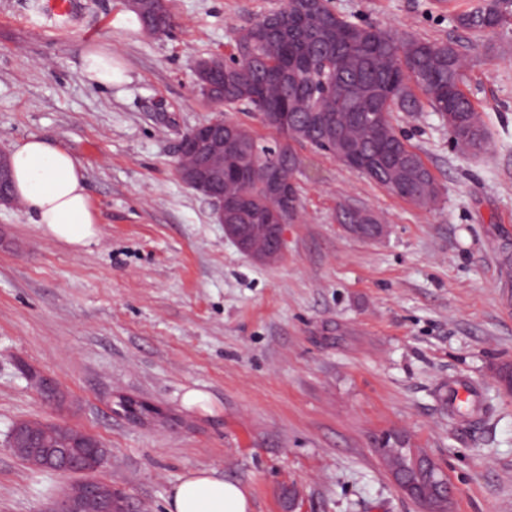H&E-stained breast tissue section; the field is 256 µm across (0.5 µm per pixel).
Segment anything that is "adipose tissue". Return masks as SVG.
<instances>
[{
    "mask_svg": "<svg viewBox=\"0 0 512 512\" xmlns=\"http://www.w3.org/2000/svg\"><path fill=\"white\" fill-rule=\"evenodd\" d=\"M81 76L89 85L109 87L125 81V70L110 47L93 49L82 59ZM11 160L15 192L48 237L72 248L97 236L82 163L58 142L31 136L14 144ZM245 489L214 471L186 472L173 484L165 512H250Z\"/></svg>",
    "mask_w": 512,
    "mask_h": 512,
    "instance_id": "obj_1",
    "label": "adipose tissue"
}]
</instances>
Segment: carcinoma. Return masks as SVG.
Here are the masks:
<instances>
[{"label": "carcinoma", "instance_id": "cac0c4a2", "mask_svg": "<svg viewBox=\"0 0 512 512\" xmlns=\"http://www.w3.org/2000/svg\"><path fill=\"white\" fill-rule=\"evenodd\" d=\"M306 0H288V13L279 30L266 39L264 14L236 29L234 59L213 75L224 86V111L257 112L270 107L291 114L290 138L340 158L347 144L358 146L364 163L356 170L376 184L419 207L438 201L440 188L421 156L392 124L388 103L399 112L422 108V94L430 110L448 124L461 150L480 152L489 141L471 98L463 90L467 55L453 41L437 42L399 38L372 25L355 23L326 6L306 11ZM140 26L153 34L172 27L173 16L158 20L137 14ZM456 26L483 32L512 21V0H478L455 14ZM237 153L224 166V185L233 188L234 171L241 163L249 168V182L241 188L243 204L228 219L244 224L252 245L261 246L268 229L274 200L262 171L282 159L280 140L267 143L255 131L235 124ZM341 224L364 225L365 236L374 235L378 217L368 209L342 206ZM57 446L66 454L86 453L82 436L75 431L51 429Z\"/></svg>", "mask_w": 512, "mask_h": 512}]
</instances>
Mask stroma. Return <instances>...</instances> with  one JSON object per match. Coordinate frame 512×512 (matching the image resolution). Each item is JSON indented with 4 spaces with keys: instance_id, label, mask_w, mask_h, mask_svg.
I'll use <instances>...</instances> for the list:
<instances>
[{
    "instance_id": "obj_1",
    "label": "stroma",
    "mask_w": 512,
    "mask_h": 512,
    "mask_svg": "<svg viewBox=\"0 0 512 512\" xmlns=\"http://www.w3.org/2000/svg\"><path fill=\"white\" fill-rule=\"evenodd\" d=\"M466 2L332 0L354 21L466 47L464 88L490 142L463 154L436 113H393L440 187L431 209L297 146L300 217L262 264L176 162L184 134L217 113L196 61L233 54L235 30L282 0H170L163 37L127 0H76L78 23L57 30L30 0H0V151L31 135L62 143L98 219L75 250L24 204L0 206V512H44L74 482L12 453L25 419L100 440L110 456L97 477L135 512H164L198 468L238 482L251 512H421L380 453L395 440L438 463L450 512H512V391L497 378L512 366V26L456 28ZM101 44L126 69L109 89L81 76ZM342 205L380 215L383 236L345 232ZM31 369L57 382L60 404L41 399ZM460 380L479 418L449 417L441 395ZM191 390L206 405L186 403ZM121 397L153 415L128 421Z\"/></svg>"
}]
</instances>
